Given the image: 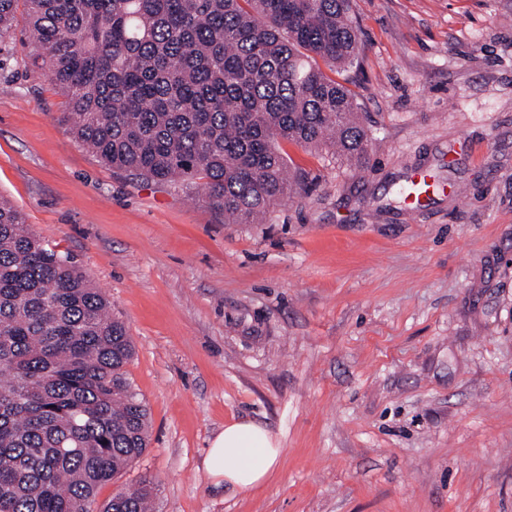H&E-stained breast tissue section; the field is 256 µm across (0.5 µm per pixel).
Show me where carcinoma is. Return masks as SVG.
<instances>
[{"label": "carcinoma", "mask_w": 512, "mask_h": 512, "mask_svg": "<svg viewBox=\"0 0 512 512\" xmlns=\"http://www.w3.org/2000/svg\"><path fill=\"white\" fill-rule=\"evenodd\" d=\"M23 47L61 92L73 137L107 167L176 183L254 224L306 189L282 142L362 162L355 95L320 67L360 52L351 0H24ZM18 0H0V43ZM133 346L68 254L0 199V512H92L142 455ZM143 486L101 512H150Z\"/></svg>", "instance_id": "obj_1"}]
</instances>
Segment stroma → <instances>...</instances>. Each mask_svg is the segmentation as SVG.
<instances>
[{
	"label": "stroma",
	"mask_w": 512,
	"mask_h": 512,
	"mask_svg": "<svg viewBox=\"0 0 512 512\" xmlns=\"http://www.w3.org/2000/svg\"><path fill=\"white\" fill-rule=\"evenodd\" d=\"M372 135L261 224L103 165L22 48L0 53V196L123 321L144 453L96 495L153 512H512V0H352ZM430 177L423 205L396 199ZM281 443L250 492L203 459L225 424ZM151 491L147 485L138 492L119 493L104 504L101 512H149Z\"/></svg>",
	"instance_id": "stroma-1"
}]
</instances>
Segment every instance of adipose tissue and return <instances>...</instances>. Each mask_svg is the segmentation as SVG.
<instances>
[{"label":"adipose tissue","instance_id":"obj_1","mask_svg":"<svg viewBox=\"0 0 512 512\" xmlns=\"http://www.w3.org/2000/svg\"><path fill=\"white\" fill-rule=\"evenodd\" d=\"M280 455V442L267 428L255 422H234L212 440L204 468L213 480L250 491L273 474Z\"/></svg>","mask_w":512,"mask_h":512}]
</instances>
